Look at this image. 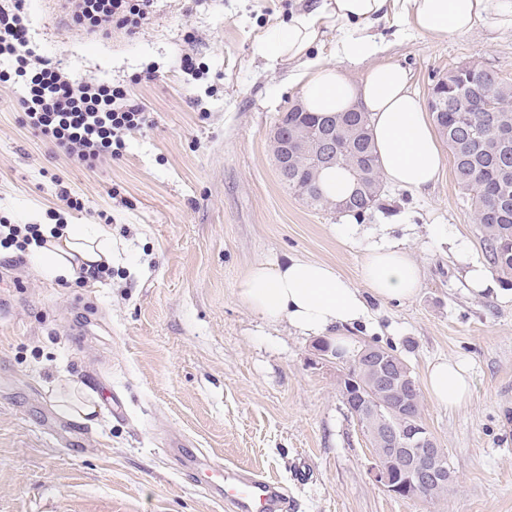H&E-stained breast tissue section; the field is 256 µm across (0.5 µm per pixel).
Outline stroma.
<instances>
[{
	"mask_svg": "<svg viewBox=\"0 0 512 512\" xmlns=\"http://www.w3.org/2000/svg\"><path fill=\"white\" fill-rule=\"evenodd\" d=\"M316 3L155 0L136 33L90 35L61 0H29L36 52L124 87L150 122L126 137L122 157L86 170L23 124L20 85L0 83V219L94 224L103 212L112 228L111 271L87 283L47 280L0 255V512H229L186 477L181 448L262 472L287 488L294 512H512V300L467 284L469 261L486 257L452 163L421 194L383 185L356 221L308 207L274 166L272 129L304 89L295 63L270 64L259 47ZM187 27L196 42L184 41ZM375 32L420 98L469 63L512 83V28L493 20L432 42L395 10ZM185 53L203 62L201 78L176 68ZM150 66L157 76L143 78ZM54 174L91 211L59 203ZM384 237L413 252L424 285L416 299L373 303L357 345L394 349L420 385L439 358L471 373L460 407L423 399L454 472L432 500L373 481L341 366L320 359L316 338L265 323L237 295L260 262L317 260L357 278L365 247ZM69 379L98 398L91 422L63 412Z\"/></svg>",
	"mask_w": 512,
	"mask_h": 512,
	"instance_id": "obj_1",
	"label": "stroma"
}]
</instances>
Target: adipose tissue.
<instances>
[{"label": "adipose tissue", "mask_w": 512, "mask_h": 512, "mask_svg": "<svg viewBox=\"0 0 512 512\" xmlns=\"http://www.w3.org/2000/svg\"><path fill=\"white\" fill-rule=\"evenodd\" d=\"M395 0H321L311 10L293 15L288 26L266 41L262 53L270 61L300 62L294 75L304 88L312 112L370 113L381 175L391 183L421 192L435 180L444 163L433 127L407 71L381 61L384 47L373 27L385 18ZM412 31L432 40L467 35L487 17L512 27V0H404ZM337 24L336 56L369 61L360 80L340 68L310 59L324 28ZM43 246H31L32 263L42 276L77 277L81 268L112 262V230L101 224H44ZM423 269L411 252L394 241L369 244L358 280L341 276L330 264L299 258L249 270L238 285L240 299L270 324L287 321L303 336H331L339 351L351 348L350 330L367 324L370 301L415 298ZM427 386L439 404L455 408L470 395L467 367L453 360L434 363Z\"/></svg>", "instance_id": "ef3b65f1"}]
</instances>
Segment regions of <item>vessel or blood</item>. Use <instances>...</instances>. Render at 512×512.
Segmentation results:
<instances>
[{"label":"vessel or blood","mask_w":512,"mask_h":512,"mask_svg":"<svg viewBox=\"0 0 512 512\" xmlns=\"http://www.w3.org/2000/svg\"><path fill=\"white\" fill-rule=\"evenodd\" d=\"M209 478L224 486L231 512H292L294 501L285 488L264 476L232 466L210 468Z\"/></svg>","instance_id":"1"}]
</instances>
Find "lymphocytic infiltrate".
Returning a JSON list of instances; mask_svg holds the SVG:
<instances>
[{
    "instance_id": "1",
    "label": "lymphocytic infiltrate",
    "mask_w": 512,
    "mask_h": 512,
    "mask_svg": "<svg viewBox=\"0 0 512 512\" xmlns=\"http://www.w3.org/2000/svg\"><path fill=\"white\" fill-rule=\"evenodd\" d=\"M153 0H64L72 25L95 34L135 32ZM0 82L22 83L24 123L55 154L85 169L120 157L125 136L147 123L144 107L118 86L76 78L36 54L29 39L27 0H0Z\"/></svg>"
}]
</instances>
